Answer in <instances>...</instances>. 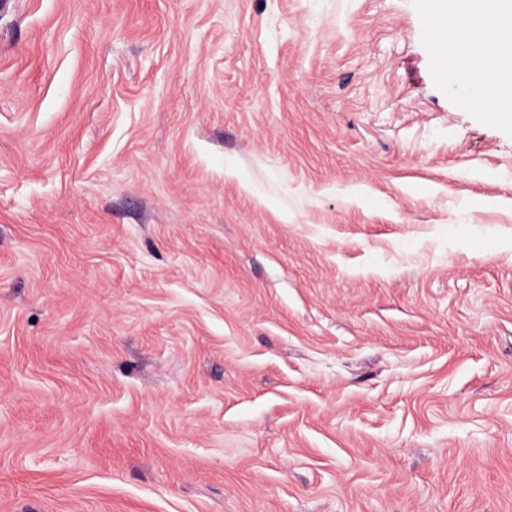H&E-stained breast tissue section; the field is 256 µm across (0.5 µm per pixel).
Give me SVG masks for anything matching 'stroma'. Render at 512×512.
I'll list each match as a JSON object with an SVG mask.
<instances>
[{"label":"stroma","instance_id":"obj_1","mask_svg":"<svg viewBox=\"0 0 512 512\" xmlns=\"http://www.w3.org/2000/svg\"><path fill=\"white\" fill-rule=\"evenodd\" d=\"M426 0H0V512H512V114Z\"/></svg>","mask_w":512,"mask_h":512}]
</instances>
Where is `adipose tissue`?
I'll list each match as a JSON object with an SVG mask.
<instances>
[{
	"label": "adipose tissue",
	"mask_w": 512,
	"mask_h": 512,
	"mask_svg": "<svg viewBox=\"0 0 512 512\" xmlns=\"http://www.w3.org/2000/svg\"><path fill=\"white\" fill-rule=\"evenodd\" d=\"M432 6L448 22V51L472 63L463 100L496 111L501 100L512 98V0H458L453 11L445 0H432Z\"/></svg>",
	"instance_id": "obj_1"
}]
</instances>
